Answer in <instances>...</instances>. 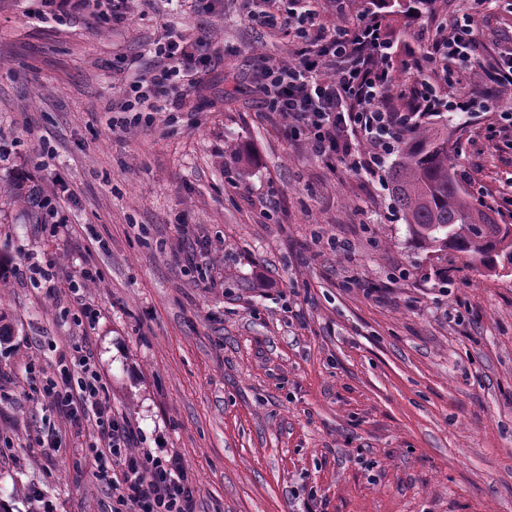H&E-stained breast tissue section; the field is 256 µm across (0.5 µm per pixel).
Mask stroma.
Returning <instances> with one entry per match:
<instances>
[{
    "mask_svg": "<svg viewBox=\"0 0 512 512\" xmlns=\"http://www.w3.org/2000/svg\"><path fill=\"white\" fill-rule=\"evenodd\" d=\"M349 28L369 0H310ZM476 9L486 108L451 114L470 191L512 181V150L479 131L506 102L483 61L512 47V0H433L386 11L393 88L430 78L423 36L452 5ZM0 0V505L108 512L86 427L41 401L30 368L91 350L136 453L176 454L195 512H512V275L411 240L388 190L316 157L265 108L266 60L292 61L287 32L242 0H132L118 26L73 0L30 19ZM208 42L211 64L172 109L113 128L130 73L168 32ZM68 233L44 232L32 196ZM52 267L47 293L32 264ZM91 271L90 280L80 278ZM82 281L72 291L73 281ZM95 318L76 323L80 305ZM58 445L42 448L41 431Z\"/></svg>",
    "mask_w": 512,
    "mask_h": 512,
    "instance_id": "obj_1",
    "label": "stroma"
}]
</instances>
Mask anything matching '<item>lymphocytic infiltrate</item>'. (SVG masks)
<instances>
[{"label": "lymphocytic infiltrate", "instance_id": "lymphocytic-infiltrate-1", "mask_svg": "<svg viewBox=\"0 0 512 512\" xmlns=\"http://www.w3.org/2000/svg\"><path fill=\"white\" fill-rule=\"evenodd\" d=\"M262 19L268 27L291 29L302 42L297 62L262 66L260 86L268 109L280 113L290 131H305L317 156L340 159L352 170L377 175L414 124L440 112L469 113L480 106L476 96L456 89L462 72L476 63L473 14L452 12L436 19L425 59L444 85L415 88V106L405 112L384 103L393 44L379 20L330 31L313 10L285 11L278 0H268ZM204 46L198 38L167 35L154 49L162 66L130 85L122 111L138 106L166 111L170 88L188 72L207 68ZM360 141L367 151L357 150ZM39 392L72 421L87 425L95 476L112 490L110 512H193V489L179 457L133 452L136 433L105 401L92 352L80 348L60 356L55 372L42 377Z\"/></svg>", "mask_w": 512, "mask_h": 512}]
</instances>
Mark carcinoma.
I'll use <instances>...</instances> for the list:
<instances>
[{
  "label": "carcinoma",
  "instance_id": "cac0c4a2",
  "mask_svg": "<svg viewBox=\"0 0 512 512\" xmlns=\"http://www.w3.org/2000/svg\"><path fill=\"white\" fill-rule=\"evenodd\" d=\"M452 138L433 121L413 126L390 167L392 198L421 248L465 253L489 272L512 269V224L496 220V208L463 188Z\"/></svg>",
  "mask_w": 512,
  "mask_h": 512
}]
</instances>
